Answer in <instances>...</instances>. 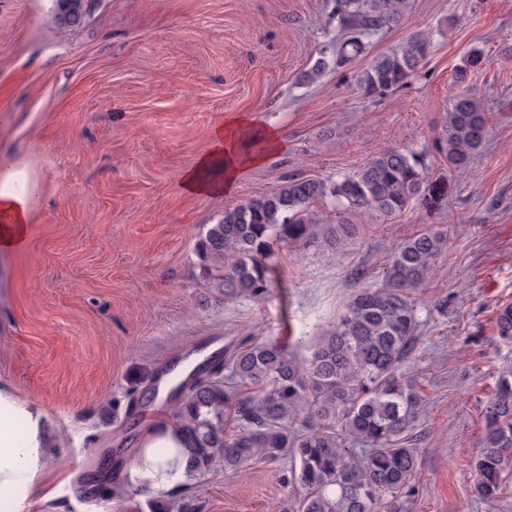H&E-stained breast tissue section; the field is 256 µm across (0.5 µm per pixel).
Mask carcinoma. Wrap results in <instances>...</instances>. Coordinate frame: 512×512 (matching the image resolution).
Returning <instances> with one entry per match:
<instances>
[{"mask_svg": "<svg viewBox=\"0 0 512 512\" xmlns=\"http://www.w3.org/2000/svg\"><path fill=\"white\" fill-rule=\"evenodd\" d=\"M58 29L81 25L87 0H53ZM409 0H335L340 38L312 68L310 80L330 66H346L367 53L370 38L399 24ZM427 53L422 38L373 58L359 85L374 95L404 84ZM483 63L470 54L456 70L463 81ZM488 135L479 102L457 96L446 115L437 149L448 166L465 168ZM421 162L396 150L376 155L357 172L327 183L289 176L273 193L224 211L200 237L197 253L204 285L226 298H263L271 286L275 247L336 250L363 228L350 218L360 209L391 216L405 212L423 192ZM333 197L334 224L317 223L313 203ZM442 234L427 230L401 243L376 288L354 292L332 326L313 342L311 358L299 362L288 347L251 338L226 359L214 357L175 389L173 421L183 432L185 479L217 467L237 471L282 457L292 463L293 484L302 490L296 512L391 510L415 478L419 451L411 447L422 398L406 376L420 336L416 288L447 248ZM497 335L512 340V303L499 308ZM234 385H224V368ZM355 444L364 448L356 451ZM512 468V365L499 372L484 412L482 444L475 460L472 493L494 501Z\"/></svg>", "mask_w": 512, "mask_h": 512, "instance_id": "carcinoma-1", "label": "carcinoma"}]
</instances>
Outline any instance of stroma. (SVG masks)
Here are the masks:
<instances>
[{
    "label": "stroma",
    "instance_id": "stroma-1",
    "mask_svg": "<svg viewBox=\"0 0 512 512\" xmlns=\"http://www.w3.org/2000/svg\"><path fill=\"white\" fill-rule=\"evenodd\" d=\"M334 0H93L60 32L52 0H0V179L40 190L25 250L0 255V384L41 407L56 448L28 512H291V464L218 470L192 489L135 485L86 497L103 455L131 456L151 414L136 405L168 370L253 336L311 355L312 336L357 289L380 285L397 246L426 230L447 249L417 288L421 337L408 375L423 397L416 477L397 512H512V483L473 496L483 415L512 343L495 331L512 303V0H411L369 52L303 80L337 31ZM420 36L428 53L399 88L358 84L373 56ZM485 63L465 82L471 50ZM489 115L480 160L455 170L434 145L456 94ZM277 129L281 150L243 168L230 193L193 195L182 173L231 113ZM426 168L406 212L357 215L345 249L281 247L260 300L210 292L197 242L226 209L274 192L284 176L336 181L378 153Z\"/></svg>",
    "mask_w": 512,
    "mask_h": 512
}]
</instances>
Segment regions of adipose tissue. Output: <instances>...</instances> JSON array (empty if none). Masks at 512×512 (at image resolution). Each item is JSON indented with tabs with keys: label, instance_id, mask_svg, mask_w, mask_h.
I'll use <instances>...</instances> for the list:
<instances>
[{
	"label": "adipose tissue",
	"instance_id": "1",
	"mask_svg": "<svg viewBox=\"0 0 512 512\" xmlns=\"http://www.w3.org/2000/svg\"><path fill=\"white\" fill-rule=\"evenodd\" d=\"M282 147L276 130L257 137L247 115H228L214 128L210 150L183 173L181 184L193 194L228 193L242 168ZM37 192L36 183L16 172L0 182L1 253L26 248L33 222L30 203ZM182 446L171 420L159 417L142 434L127 466L128 479L154 494L171 492L183 477ZM157 448L166 449V456H154ZM50 456L44 413L9 385H0V512H26L43 485Z\"/></svg>",
	"mask_w": 512,
	"mask_h": 512
}]
</instances>
